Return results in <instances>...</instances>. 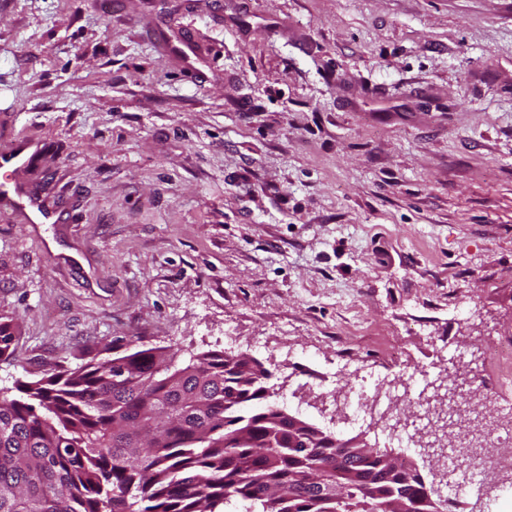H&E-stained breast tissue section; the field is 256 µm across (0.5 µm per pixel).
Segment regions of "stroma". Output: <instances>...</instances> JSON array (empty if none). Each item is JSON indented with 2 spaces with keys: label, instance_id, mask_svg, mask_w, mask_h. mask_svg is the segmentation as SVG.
I'll return each instance as SVG.
<instances>
[{
  "label": "stroma",
  "instance_id": "35a3bbf8",
  "mask_svg": "<svg viewBox=\"0 0 512 512\" xmlns=\"http://www.w3.org/2000/svg\"><path fill=\"white\" fill-rule=\"evenodd\" d=\"M188 38L189 60L162 40ZM62 215L0 214V388L129 349L245 352L273 403L412 459L441 512H512V473L446 491L443 456L337 409L512 342V0H0V140ZM504 366L471 386L499 423Z\"/></svg>",
  "mask_w": 512,
  "mask_h": 512
}]
</instances>
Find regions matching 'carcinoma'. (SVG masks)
I'll use <instances>...</instances> for the list:
<instances>
[{
  "mask_svg": "<svg viewBox=\"0 0 512 512\" xmlns=\"http://www.w3.org/2000/svg\"><path fill=\"white\" fill-rule=\"evenodd\" d=\"M0 322V359L14 351ZM255 359L167 346L0 390V512H439L421 476L385 482L383 448L347 469L336 436L293 437ZM313 443L309 451L303 442ZM323 476L336 501L316 492Z\"/></svg>",
  "mask_w": 512,
  "mask_h": 512,
  "instance_id": "1",
  "label": "carcinoma"
}]
</instances>
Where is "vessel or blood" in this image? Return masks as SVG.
Listing matches in <instances>:
<instances>
[{
	"instance_id": "vessel-or-blood-1",
	"label": "vessel or blood",
	"mask_w": 512,
	"mask_h": 512,
	"mask_svg": "<svg viewBox=\"0 0 512 512\" xmlns=\"http://www.w3.org/2000/svg\"><path fill=\"white\" fill-rule=\"evenodd\" d=\"M40 151L37 142L15 141L9 150H0V206L7 208L15 222L39 227L60 223L58 212L50 207L32 184L16 181L15 170L31 166Z\"/></svg>"
}]
</instances>
